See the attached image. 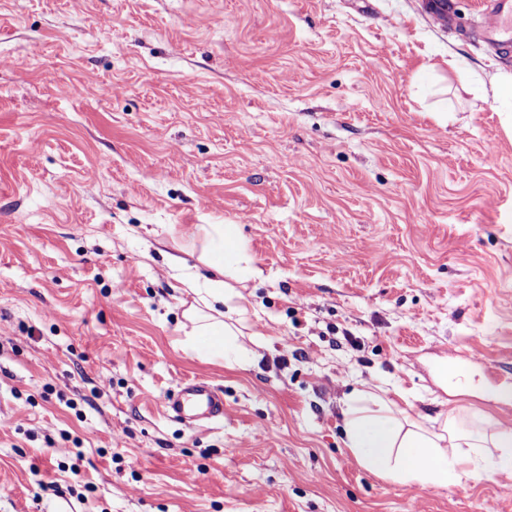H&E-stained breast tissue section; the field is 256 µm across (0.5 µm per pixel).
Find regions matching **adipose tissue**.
I'll use <instances>...</instances> for the list:
<instances>
[{"label": "adipose tissue", "instance_id": "adipose-tissue-1", "mask_svg": "<svg viewBox=\"0 0 512 512\" xmlns=\"http://www.w3.org/2000/svg\"><path fill=\"white\" fill-rule=\"evenodd\" d=\"M190 246L200 248L201 262L213 270V277L200 279L186 271L181 260L169 256V275L180 282L193 302L183 313L190 329L185 348L247 363L248 351L225 324V312L242 313L238 293L227 287L224 272L235 269L239 278L257 275L231 224H199L189 237ZM346 445L364 468L403 484L445 485L460 475L486 465L483 451L496 452L497 471L512 472V430L494 419H486L480 434L457 431L451 420L440 430L423 427L417 421L398 417L389 402L372 390L354 393L344 411Z\"/></svg>", "mask_w": 512, "mask_h": 512}]
</instances>
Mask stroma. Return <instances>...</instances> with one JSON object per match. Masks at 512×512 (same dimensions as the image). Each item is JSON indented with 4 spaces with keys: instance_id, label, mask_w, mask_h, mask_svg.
I'll list each match as a JSON object with an SVG mask.
<instances>
[{
    "instance_id": "stroma-1",
    "label": "stroma",
    "mask_w": 512,
    "mask_h": 512,
    "mask_svg": "<svg viewBox=\"0 0 512 512\" xmlns=\"http://www.w3.org/2000/svg\"><path fill=\"white\" fill-rule=\"evenodd\" d=\"M424 0H0V512H512L359 465L343 399L512 428V104ZM87 87L82 96L74 86ZM207 109H200V102ZM236 225L228 364L166 257ZM224 396L190 427L182 382ZM163 407L181 421L224 419V398L203 381L185 382L164 399Z\"/></svg>"
}]
</instances>
